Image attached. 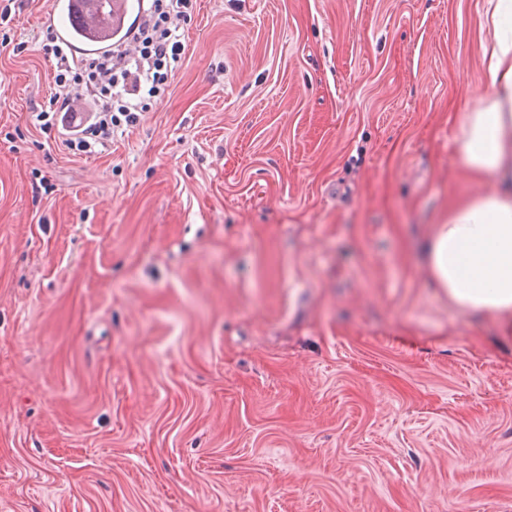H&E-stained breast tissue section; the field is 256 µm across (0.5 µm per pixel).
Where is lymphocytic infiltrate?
<instances>
[{
  "label": "lymphocytic infiltrate",
  "mask_w": 512,
  "mask_h": 512,
  "mask_svg": "<svg viewBox=\"0 0 512 512\" xmlns=\"http://www.w3.org/2000/svg\"><path fill=\"white\" fill-rule=\"evenodd\" d=\"M192 11L193 0H149L133 26L138 50L132 55L114 50L72 58L53 31H46L40 50L54 62V93L48 108L35 116L39 129L48 133L64 125L72 103L85 99L95 109L71 130L65 146L76 155L107 150L115 133L139 125L151 99L165 93L185 54L180 22Z\"/></svg>",
  "instance_id": "lymphocytic-infiltrate-1"
}]
</instances>
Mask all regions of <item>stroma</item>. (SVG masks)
Listing matches in <instances>:
<instances>
[{
    "instance_id": "obj_1",
    "label": "stroma",
    "mask_w": 512,
    "mask_h": 512,
    "mask_svg": "<svg viewBox=\"0 0 512 512\" xmlns=\"http://www.w3.org/2000/svg\"><path fill=\"white\" fill-rule=\"evenodd\" d=\"M483 0H196L140 125L0 47V512H512V333L423 244L489 94Z\"/></svg>"
}]
</instances>
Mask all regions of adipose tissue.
Returning a JSON list of instances; mask_svg holds the SVG:
<instances>
[{
    "label": "adipose tissue",
    "instance_id": "adipose-tissue-1",
    "mask_svg": "<svg viewBox=\"0 0 512 512\" xmlns=\"http://www.w3.org/2000/svg\"><path fill=\"white\" fill-rule=\"evenodd\" d=\"M483 58L492 92L462 113L459 151L469 178L488 191L452 203L426 245L429 274L449 301L512 319V0H485Z\"/></svg>",
    "mask_w": 512,
    "mask_h": 512
}]
</instances>
